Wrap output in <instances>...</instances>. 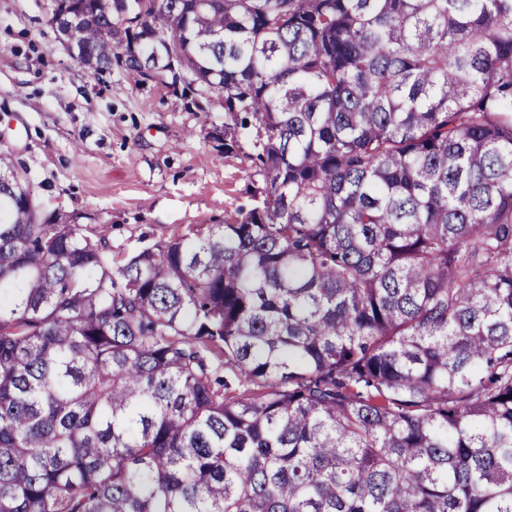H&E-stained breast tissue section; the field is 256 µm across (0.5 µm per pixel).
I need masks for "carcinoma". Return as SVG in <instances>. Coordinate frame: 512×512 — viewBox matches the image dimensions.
Returning <instances> with one entry per match:
<instances>
[{
  "mask_svg": "<svg viewBox=\"0 0 512 512\" xmlns=\"http://www.w3.org/2000/svg\"><path fill=\"white\" fill-rule=\"evenodd\" d=\"M48 12L255 204L115 266L0 156V512H512V0Z\"/></svg>",
  "mask_w": 512,
  "mask_h": 512,
  "instance_id": "obj_1",
  "label": "carcinoma"
}]
</instances>
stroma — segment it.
Listing matches in <instances>:
<instances>
[{
	"instance_id": "obj_1",
	"label": "stroma",
	"mask_w": 512,
	"mask_h": 512,
	"mask_svg": "<svg viewBox=\"0 0 512 512\" xmlns=\"http://www.w3.org/2000/svg\"><path fill=\"white\" fill-rule=\"evenodd\" d=\"M223 128L220 109L89 73L46 0H0V155L35 184L42 216L105 230L114 262L250 205L249 163L216 140Z\"/></svg>"
}]
</instances>
